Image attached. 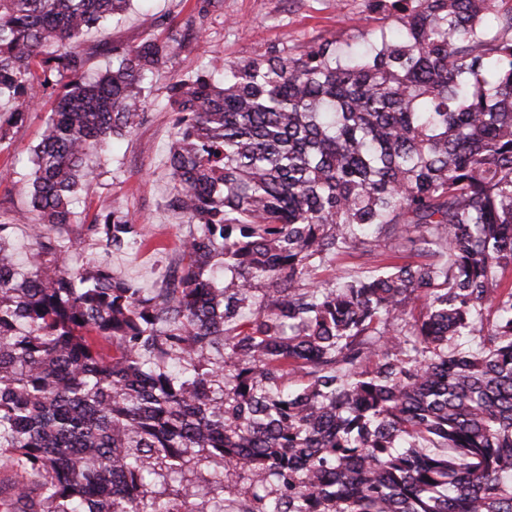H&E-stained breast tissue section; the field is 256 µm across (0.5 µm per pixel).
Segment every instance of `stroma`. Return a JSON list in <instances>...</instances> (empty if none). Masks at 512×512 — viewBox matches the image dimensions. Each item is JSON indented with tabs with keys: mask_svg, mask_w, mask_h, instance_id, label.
<instances>
[{
	"mask_svg": "<svg viewBox=\"0 0 512 512\" xmlns=\"http://www.w3.org/2000/svg\"><path fill=\"white\" fill-rule=\"evenodd\" d=\"M150 3L152 13L163 21L156 35H164L169 27H189L193 34L176 45L134 132L118 139L112 153L96 160L99 178L94 193L74 207L78 224L115 206L143 222L147 234L144 246L107 255L89 241L83 244L82 253L106 259L116 278L138 288L146 298L156 296L167 274L181 268L180 243L191 231L182 215L168 205L167 145L177 118L167 103L169 81L196 71L210 57L241 61L282 45L300 53L325 37L335 39L337 48L348 51L390 25L380 15L366 12L363 0H220L209 8L204 0ZM203 7L208 10L204 16L199 13ZM145 28L142 15L134 8L92 31L90 38L101 44L120 41L135 45L142 40ZM50 108L46 102L33 111L10 151L0 152V201L15 219L9 251L20 266L27 265L33 253L29 226L35 219L24 185L32 171V148Z\"/></svg>",
	"mask_w": 512,
	"mask_h": 512,
	"instance_id": "35a3bbf8",
	"label": "stroma"
}]
</instances>
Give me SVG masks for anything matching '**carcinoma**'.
<instances>
[{"mask_svg":"<svg viewBox=\"0 0 512 512\" xmlns=\"http://www.w3.org/2000/svg\"><path fill=\"white\" fill-rule=\"evenodd\" d=\"M130 2L0 0V149L52 101L28 268L0 220V453L40 476L0 512H226V470L238 512H512V0H367L398 26L360 51L171 83L195 230L152 300L71 261L144 242L120 207L72 225L190 36L88 40Z\"/></svg>","mask_w":512,"mask_h":512,"instance_id":"carcinoma-1","label":"carcinoma"}]
</instances>
